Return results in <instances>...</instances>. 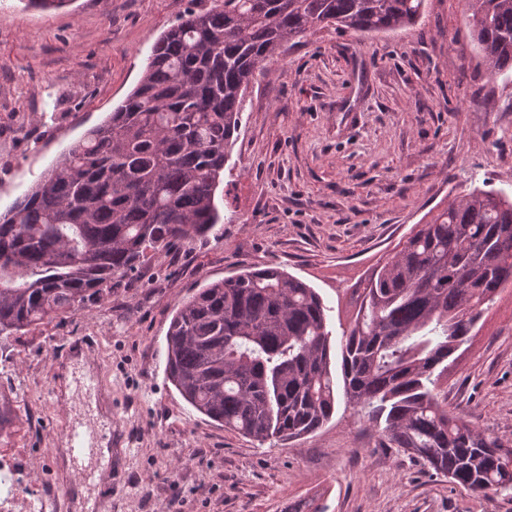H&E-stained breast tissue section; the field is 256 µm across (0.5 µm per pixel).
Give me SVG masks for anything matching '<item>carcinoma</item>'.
I'll use <instances>...</instances> for the list:
<instances>
[{"mask_svg": "<svg viewBox=\"0 0 512 512\" xmlns=\"http://www.w3.org/2000/svg\"><path fill=\"white\" fill-rule=\"evenodd\" d=\"M491 78L512 75V0H465ZM425 0H213L157 40L136 87L0 213V334L79 311L177 241L221 221L215 194L256 73L315 27L393 33ZM512 287V196L475 187L369 268L341 329L346 407L385 448L476 492L512 493V440L448 411V360ZM318 291L279 267L180 303L167 374L200 413L263 444L336 412L332 331Z\"/></svg>", "mask_w": 512, "mask_h": 512, "instance_id": "1", "label": "carcinoma"}]
</instances>
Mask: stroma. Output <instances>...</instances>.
Returning a JSON list of instances; mask_svg holds the SVG:
<instances>
[{
    "instance_id": "stroma-1",
    "label": "stroma",
    "mask_w": 512,
    "mask_h": 512,
    "mask_svg": "<svg viewBox=\"0 0 512 512\" xmlns=\"http://www.w3.org/2000/svg\"><path fill=\"white\" fill-rule=\"evenodd\" d=\"M190 0H72L51 11L0 0V213L138 83L152 46ZM512 191V81L488 80L461 0H425L390 34L315 29L285 45L246 95L224 180L223 224L175 243L71 315L0 335V459L19 495L0 512H76L64 424L99 428L63 343L93 339L112 391V505L99 512H512V495L473 492L383 448L337 409L322 429L259 444L197 412L168 382L166 332L208 283L271 265L328 307L413 224L473 187ZM74 386L62 399L65 379ZM448 408L512 438V288L485 311L448 368Z\"/></svg>"
}]
</instances>
